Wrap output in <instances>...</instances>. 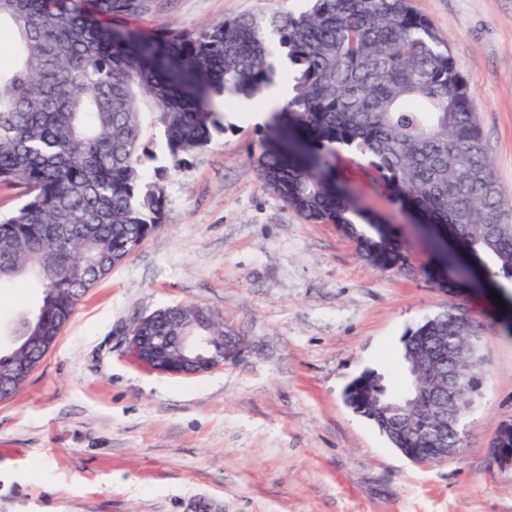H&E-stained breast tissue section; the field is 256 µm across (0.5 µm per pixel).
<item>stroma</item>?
I'll return each mask as SVG.
<instances>
[{"mask_svg": "<svg viewBox=\"0 0 512 512\" xmlns=\"http://www.w3.org/2000/svg\"><path fill=\"white\" fill-rule=\"evenodd\" d=\"M449 42L512 197V0H410ZM303 0H151L143 32L297 11ZM224 133L166 169L164 224L77 305L55 346L0 400V512H512V463L491 453L512 424V282L499 300L449 295L414 217L354 173L362 207L406 243L381 271L333 224L264 189V123L224 113ZM179 302L210 308L248 346L178 376L140 366L134 322ZM479 327L482 380L461 455L417 464L344 400L368 369L403 386L404 337L449 306Z\"/></svg>", "mask_w": 512, "mask_h": 512, "instance_id": "35a3bbf8", "label": "stroma"}]
</instances>
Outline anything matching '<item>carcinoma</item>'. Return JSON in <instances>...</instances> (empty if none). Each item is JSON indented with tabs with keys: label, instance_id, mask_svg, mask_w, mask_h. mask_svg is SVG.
<instances>
[{
	"label": "carcinoma",
	"instance_id": "1",
	"mask_svg": "<svg viewBox=\"0 0 512 512\" xmlns=\"http://www.w3.org/2000/svg\"><path fill=\"white\" fill-rule=\"evenodd\" d=\"M149 0H0L1 26L16 37V64L0 69V183L24 202L0 216V286L24 276L41 287L37 304L10 327L0 363L16 370L12 395L38 367L83 295L164 223L165 177L146 174L155 159L145 122L162 132L172 166L224 131L216 99L263 105L288 81V100L270 105L256 166L262 186L313 223L337 225L374 267L405 259L394 231L365 210L338 166L341 153L421 222L457 238L490 278L512 281V200L505 198L476 121L473 98L451 48L409 0H308L299 12L239 16L196 29L146 34L135 19ZM452 258L436 255L428 276L453 293ZM451 307L404 338L405 374L428 379L448 361L464 327ZM212 337L224 323L186 303L134 324L138 336ZM478 351L467 344L458 382L462 399L479 383ZM368 370L345 402L396 448L461 447V436L431 419L423 404L396 415L382 401L409 395L377 386Z\"/></svg>",
	"mask_w": 512,
	"mask_h": 512
}]
</instances>
